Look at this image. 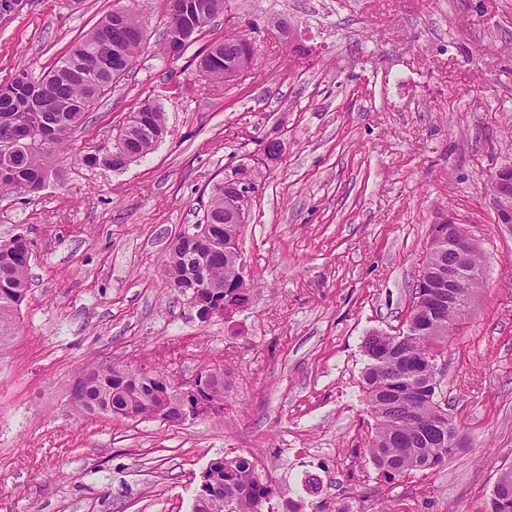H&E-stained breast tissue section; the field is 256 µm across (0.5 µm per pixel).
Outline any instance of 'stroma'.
<instances>
[{"label":"stroma","instance_id":"obj_1","mask_svg":"<svg viewBox=\"0 0 512 512\" xmlns=\"http://www.w3.org/2000/svg\"><path fill=\"white\" fill-rule=\"evenodd\" d=\"M130 3L146 21L131 71L43 191L0 192V237L33 241L20 329L0 351V512H191L202 471L227 454L304 512H479L512 462V225L496 223L484 186L512 164V0H228L232 27L216 22L207 40L245 34L260 50L228 84L191 53L161 55L169 0H0V84L40 77ZM152 98L167 126L155 149L121 171L85 166ZM271 135L283 142L272 164ZM242 163L260 175L240 238L253 290L233 318L203 322L162 261ZM446 215L483 250L485 290L440 377L469 446L387 484L363 450L362 342L402 327ZM113 362L224 369V416L76 417L82 369Z\"/></svg>","mask_w":512,"mask_h":512}]
</instances>
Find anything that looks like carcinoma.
I'll return each instance as SVG.
<instances>
[{
    "mask_svg": "<svg viewBox=\"0 0 512 512\" xmlns=\"http://www.w3.org/2000/svg\"><path fill=\"white\" fill-rule=\"evenodd\" d=\"M198 5L193 19L202 35L212 21L224 14L227 0H188ZM115 11L105 14L83 39L61 56L54 67L35 81L22 72L0 85V189L35 193L51 177L56 152L68 135L82 126L87 112L112 90L131 69L143 39L129 33L144 30L143 17L125 7L124 35L117 34ZM239 53L238 42L216 40L194 53L197 67L207 76L224 79V67ZM166 132L164 112L156 100H146L127 116L114 137V149L104 157L87 154L83 162L109 169L125 167L149 154ZM27 150L24 161L15 153ZM201 223L210 235L222 239L228 227L224 218V182L211 191ZM32 258L29 238L17 233L0 239V349L8 346L19 330L18 315L29 288ZM452 255L448 239L428 250L420 278L429 287L413 289L406 329L396 334L375 331L363 344L368 363L363 374L365 402L374 419L365 452L381 478L393 483L413 472H434L448 463L457 448L452 437L458 426L438 400L434 361L443 355L448 336L460 330V308L448 306V289L440 287ZM164 269L172 286L189 296L206 289L224 306L233 308L247 300L234 293L239 280L237 256L189 239L183 232L171 242ZM229 289H224V286ZM204 387L186 395L172 375L160 369L138 375L128 383L112 375V365L89 369L71 391L70 403L83 417L120 415L159 420L178 409L192 410L200 402L210 404L201 418L224 415V381L215 369H205ZM211 494L195 504L194 512H263L273 490L249 458L238 455L224 467H211ZM512 505V465L502 469L481 512H503L500 501Z\"/></svg>",
    "mask_w": 512,
    "mask_h": 512,
    "instance_id": "cac0c4a2",
    "label": "carcinoma"
}]
</instances>
